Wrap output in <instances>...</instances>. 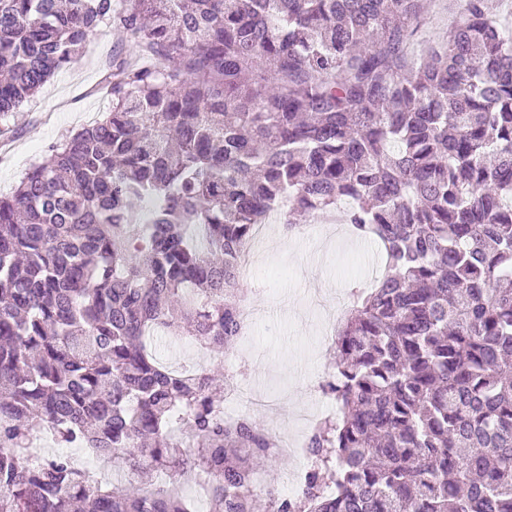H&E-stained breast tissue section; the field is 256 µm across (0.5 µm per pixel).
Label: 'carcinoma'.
<instances>
[{"label":"carcinoma","instance_id":"carcinoma-1","mask_svg":"<svg viewBox=\"0 0 512 512\" xmlns=\"http://www.w3.org/2000/svg\"><path fill=\"white\" fill-rule=\"evenodd\" d=\"M417 59L428 0H0V116L105 24L134 56L111 105L0 197V512H512V38L486 0ZM346 201L386 271L336 329L337 405L291 499L252 488L279 447L227 424L255 227ZM48 430L126 471L58 453Z\"/></svg>","mask_w":512,"mask_h":512}]
</instances>
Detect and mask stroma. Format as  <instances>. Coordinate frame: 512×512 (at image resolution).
Instances as JSON below:
<instances>
[{
	"instance_id": "stroma-1",
	"label": "stroma",
	"mask_w": 512,
	"mask_h": 512,
	"mask_svg": "<svg viewBox=\"0 0 512 512\" xmlns=\"http://www.w3.org/2000/svg\"><path fill=\"white\" fill-rule=\"evenodd\" d=\"M455 20L449 0H433L414 27L411 52L421 54ZM130 53L127 41L117 39L110 27L100 26L76 62L57 72L18 111L0 118V128L10 131L8 144L0 146V195L10 194L25 171L42 162L50 146L101 117L109 103L99 91L101 64ZM307 222L316 228L312 236L279 228L266 245L252 249L247 283L257 321L250 337L239 339L232 353L202 350L188 336L161 337L156 342L158 359L172 368L203 362L228 377L245 375L262 391L287 392L288 435L298 440L307 428L295 415L311 406L312 387L333 370L315 355L328 327L329 304L337 299L351 306L355 290L372 287L376 269L385 263L379 252L364 269L352 271L365 242L337 232L320 216H310Z\"/></svg>"
}]
</instances>
